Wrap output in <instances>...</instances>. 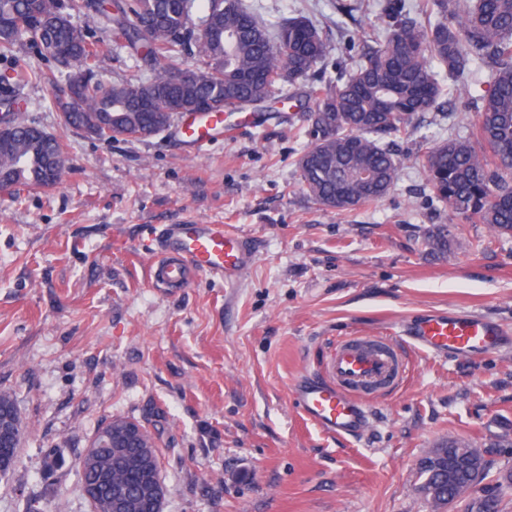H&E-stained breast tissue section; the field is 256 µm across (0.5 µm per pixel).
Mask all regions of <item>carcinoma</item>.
Segmentation results:
<instances>
[{
	"mask_svg": "<svg viewBox=\"0 0 512 512\" xmlns=\"http://www.w3.org/2000/svg\"><path fill=\"white\" fill-rule=\"evenodd\" d=\"M382 34L363 49L352 71L325 85L309 83L323 65L327 45L319 29L303 16L282 19L273 30L258 22L241 0H0V58L28 45L64 75L55 86L54 103L72 89L78 101L68 109L66 125L92 127L96 138L143 140L156 113L143 101L164 108L169 101L184 107L209 102L219 113L268 104L285 86L288 100L308 123L311 146L298 159L306 194L343 210L384 198L398 179L399 165L382 143L389 134L409 133L415 117L431 112L444 95L440 72L470 92L473 66L490 70L484 94L472 98L479 112L474 132L434 143L425 153L429 189L456 216L490 225L512 235V0H380ZM97 14L112 42L129 48L149 76L103 83L97 79L100 58L110 44L92 40L74 17ZM205 22V33L196 31ZM194 52L200 64L183 56ZM43 74L6 65L0 70V111L13 126L10 140L0 142V186L31 189L51 186L46 162L61 155L52 135L31 139L30 125L15 119L24 87ZM454 238L448 225L434 226L426 246L445 256ZM474 444L452 438L420 464V477L432 493V512L464 495L475 467L459 457ZM141 448H108L92 463L75 460L82 490L100 485L98 512H110L112 485L126 491L125 512H156L165 496L141 493L138 463ZM65 465L56 448L45 454L49 475ZM486 512H505L512 471L499 473Z\"/></svg>",
	"mask_w": 512,
	"mask_h": 512,
	"instance_id": "1",
	"label": "carcinoma"
}]
</instances>
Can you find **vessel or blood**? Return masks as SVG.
<instances>
[{"instance_id": "b4317fda", "label": "vessel or blood", "mask_w": 512, "mask_h": 512, "mask_svg": "<svg viewBox=\"0 0 512 512\" xmlns=\"http://www.w3.org/2000/svg\"><path fill=\"white\" fill-rule=\"evenodd\" d=\"M224 121L221 114L205 116L183 124L180 133L201 151ZM141 250L154 258L151 281L172 287L200 271L222 277L225 287L235 288L256 259L232 226L195 220L166 225ZM398 333L415 350L447 351L462 357L497 350L512 336L494 320L451 311L423 314L399 325ZM401 366L402 352L393 344L369 336H348L337 343L322 378L303 377L293 383L291 399L301 415L325 434L350 437L367 423L369 391L394 381Z\"/></svg>"}]
</instances>
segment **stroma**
I'll list each match as a JSON object with an SVG mask.
<instances>
[{
    "instance_id": "35a3bbf8",
    "label": "stroma",
    "mask_w": 512,
    "mask_h": 512,
    "mask_svg": "<svg viewBox=\"0 0 512 512\" xmlns=\"http://www.w3.org/2000/svg\"><path fill=\"white\" fill-rule=\"evenodd\" d=\"M264 22L303 15L328 45L313 78L348 74L350 35L381 26L343 0H244ZM15 65L46 72L22 93V121L56 137L64 157L47 189H0V391L23 422L0 512L38 496L47 512H89L73 466L105 420L141 421L156 439L162 512H431L419 463L440 443L512 436V349L479 359L406 350L394 386L371 395L357 438L324 434L290 397L323 374L336 343L388 336L428 311H471L512 328V236L461 220L437 202L426 145L474 130L457 90L409 137L384 140L400 162L381 201L338 212L300 187L311 138L297 112H257L206 151L175 128L104 142L66 128L52 103L53 64L24 47ZM195 219L230 224L256 262L234 290L205 273L164 289L138 252L154 229ZM456 236L428 253L433 225ZM56 448L67 464L46 478Z\"/></svg>"
}]
</instances>
